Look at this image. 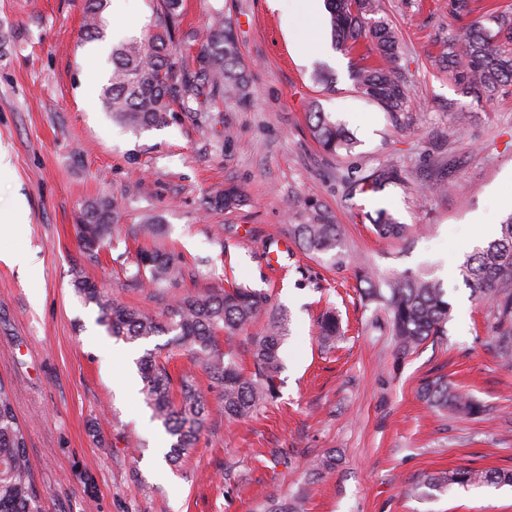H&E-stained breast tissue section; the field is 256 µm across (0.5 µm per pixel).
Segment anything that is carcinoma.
Instances as JSON below:
<instances>
[{
    "instance_id": "obj_1",
    "label": "carcinoma",
    "mask_w": 512,
    "mask_h": 512,
    "mask_svg": "<svg viewBox=\"0 0 512 512\" xmlns=\"http://www.w3.org/2000/svg\"><path fill=\"white\" fill-rule=\"evenodd\" d=\"M108 0H85L83 32L90 38L104 34ZM334 46L352 50L360 41L369 44L375 60L351 72L354 87L390 112L404 109L407 95L396 66L399 42L394 30L375 18V0H327ZM183 0H158L154 32L145 40L132 39L112 48V71L102 92V107L124 128L142 130L160 127L176 119L173 105L216 97L247 101V77L242 67L231 23L216 20L206 33L189 31L181 41L199 43L193 69L172 62L174 32L182 15ZM442 63L455 77L478 94L493 96L499 88L512 85V18L490 10L459 37L446 42ZM313 138L329 154L353 147L349 132L327 112H310ZM405 181V172L384 165L352 182L359 191L382 190ZM122 203L104 196L87 203L76 219L80 248L91 261L113 237H137L140 225H119ZM372 232L385 241L408 237L410 227L398 223L385 211L379 212ZM289 236L311 254L328 255L334 265L344 262L336 252L341 227L332 214L313 207L299 224L288 227ZM185 275V264L163 249L137 255L132 278L158 294L165 285ZM465 285L486 302L494 315L500 356L512 360V214L500 224L499 235L476 248L463 264ZM359 289L369 303L386 314L398 350L408 354L428 340L447 335L451 306L442 282L421 275L381 277L366 270L358 273ZM73 288L88 304L98 308L99 320L111 334L129 343L166 336L165 344L147 349L137 365L142 393L152 419L161 423L173 439L166 452L172 463L180 462L195 445L205 424L209 405L196 377L186 372L173 378L168 370L172 356L181 350L208 374L218 388L224 414L244 416L272 401L282 369L280 354L288 335L283 314L270 308L266 294L234 286L205 294L175 295L166 304L164 318L131 307L109 295L105 288L81 276ZM267 317L266 329L248 337L253 368L246 372L224 340L244 331L260 316ZM341 330L336 313L322 315L320 339L331 344ZM420 397L438 414L472 415L481 406L463 395L443 377L424 382ZM15 388L0 380V512H46L29 460L26 431L14 408ZM512 484V472L457 469L430 474L412 482L408 493L426 496L443 492L450 485Z\"/></svg>"
}]
</instances>
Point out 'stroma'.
Here are the masks:
<instances>
[{"mask_svg": "<svg viewBox=\"0 0 512 512\" xmlns=\"http://www.w3.org/2000/svg\"><path fill=\"white\" fill-rule=\"evenodd\" d=\"M467 0H378L399 37L406 108L387 112L354 88L357 51H338L332 86L315 85L314 64L293 45L330 37V19L290 15L294 0H184L181 30L216 17L233 22L252 93L250 105L220 98L169 125L132 131L112 123L100 95L112 65L82 35L83 0H0V146L12 160L0 179V208L25 197L28 212L0 227V249L35 257L31 269L0 261V379L17 389L16 412L48 512H257L278 491L300 512H512V485L453 486L431 499L408 483L441 471H512V365L495 345V321L460 275L474 237L493 239L512 214V87L480 97L439 59L441 44L484 15ZM331 113L355 144L329 156L312 139L307 112ZM384 164L408 180L384 192H352L350 179ZM442 178L447 195L425 187ZM238 206L208 207L224 188ZM124 202L122 221L148 225L86 260L75 235L82 205ZM328 208L342 226L344 262L332 266L288 235L290 212ZM425 225L408 239L377 242L369 213ZM179 254L177 294L231 284L266 293L288 322L279 396L250 415L225 418L209 378L189 356L172 374L207 387L209 416L180 466L157 462L169 446L144 425L141 392L118 395L116 342L72 286L76 274L158 314L160 298L130 282L138 246ZM368 267L383 275L439 278L452 305L441 340L398 357L385 329L355 291ZM341 315L335 348L318 342L326 307ZM445 375L485 408L446 419L417 397ZM333 456L332 468L320 465Z\"/></svg>", "mask_w": 512, "mask_h": 512, "instance_id": "1", "label": "stroma"}]
</instances>
